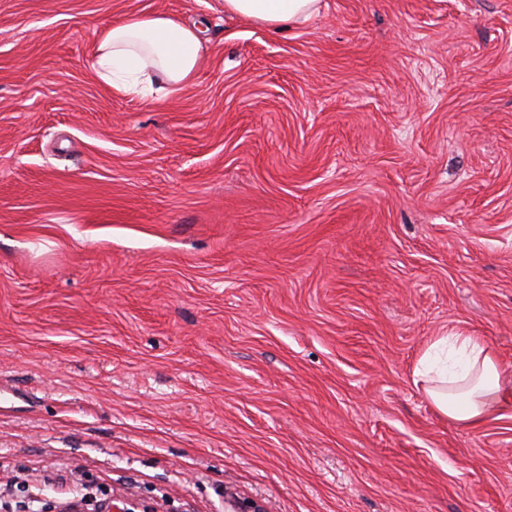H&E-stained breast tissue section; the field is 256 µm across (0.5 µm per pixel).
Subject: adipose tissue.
Masks as SVG:
<instances>
[{
	"mask_svg": "<svg viewBox=\"0 0 512 512\" xmlns=\"http://www.w3.org/2000/svg\"><path fill=\"white\" fill-rule=\"evenodd\" d=\"M321 0H224L227 14L276 32L310 21ZM205 45L194 27L165 15L132 17L104 30L91 67L108 87L122 93L171 94L190 86ZM434 349L450 350L454 369L423 356L416 370L428 382L434 409L454 426L474 429L512 396V373L500 368L483 341L464 333L439 337Z\"/></svg>",
	"mask_w": 512,
	"mask_h": 512,
	"instance_id": "adipose-tissue-1",
	"label": "adipose tissue"
}]
</instances>
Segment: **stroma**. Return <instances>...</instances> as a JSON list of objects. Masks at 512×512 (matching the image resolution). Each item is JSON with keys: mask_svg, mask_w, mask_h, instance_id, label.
<instances>
[{"mask_svg": "<svg viewBox=\"0 0 512 512\" xmlns=\"http://www.w3.org/2000/svg\"><path fill=\"white\" fill-rule=\"evenodd\" d=\"M157 13L193 84H102ZM451 331L512 371V0H0V512H512V401L415 380ZM320 3L321 0H224V12L283 32L310 21L319 13ZM204 50L193 26L160 14L132 17L101 33L91 67L117 92L167 95L193 83Z\"/></svg>", "mask_w": 512, "mask_h": 512, "instance_id": "35a3bbf8", "label": "stroma"}]
</instances>
